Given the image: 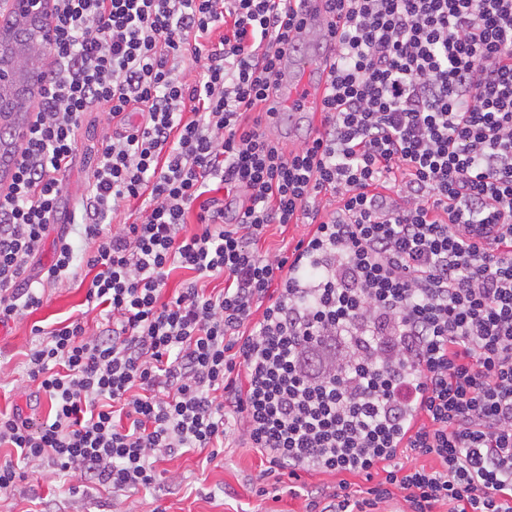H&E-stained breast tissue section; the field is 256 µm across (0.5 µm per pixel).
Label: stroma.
Listing matches in <instances>:
<instances>
[{
	"mask_svg": "<svg viewBox=\"0 0 512 512\" xmlns=\"http://www.w3.org/2000/svg\"><path fill=\"white\" fill-rule=\"evenodd\" d=\"M105 122L85 123L75 163L65 174L64 209L74 207V198L87 181L93 161L90 148L99 142ZM87 287L70 280L46 292L36 311L0 326V407L14 405L25 414L45 419L47 401H36L37 384L23 370L26 355L35 341L33 325L55 326L86 311ZM261 455L236 435L226 437L224 451L213 462L189 452L157 462L160 485L156 490H128L116 501L119 512H300L301 499L291 497L287 482L263 476ZM268 493H256L257 484ZM104 500L97 491L76 495L53 471L21 482L18 490L0 502V512H103Z\"/></svg>",
	"mask_w": 512,
	"mask_h": 512,
	"instance_id": "stroma-1",
	"label": "stroma"
}]
</instances>
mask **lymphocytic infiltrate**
<instances>
[{
	"mask_svg": "<svg viewBox=\"0 0 512 512\" xmlns=\"http://www.w3.org/2000/svg\"><path fill=\"white\" fill-rule=\"evenodd\" d=\"M46 3L51 60L29 51L38 111L0 193V325L85 273L99 327H33L24 369L50 410L0 411V495L46 468L147 490L158 460H215L234 427L268 473L329 476L289 487L302 512L397 490L407 512H512V0ZM310 3L335 52L321 128L289 149L257 112ZM94 111L116 128L64 214ZM135 200L139 220L105 231ZM62 218L90 248L42 266ZM274 224L309 230L261 255ZM176 269L193 278L163 300Z\"/></svg>",
	"mask_w": 512,
	"mask_h": 512,
	"instance_id": "f902f5d3",
	"label": "lymphocytic infiltrate"
}]
</instances>
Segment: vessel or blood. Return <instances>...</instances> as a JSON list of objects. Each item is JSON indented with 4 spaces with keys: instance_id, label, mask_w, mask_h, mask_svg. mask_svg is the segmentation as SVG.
<instances>
[{
    "instance_id": "1",
    "label": "vessel or blood",
    "mask_w": 512,
    "mask_h": 512,
    "mask_svg": "<svg viewBox=\"0 0 512 512\" xmlns=\"http://www.w3.org/2000/svg\"><path fill=\"white\" fill-rule=\"evenodd\" d=\"M305 26L316 37V43L309 54L300 60L284 55L288 65V75L279 87V96L271 103V123H278L282 110L294 114H318L330 68L332 37L324 16L308 14L304 17ZM34 119L30 112H4L0 114V125L11 127L14 137L0 144V191H7L16 165V151L24 139Z\"/></svg>"
}]
</instances>
